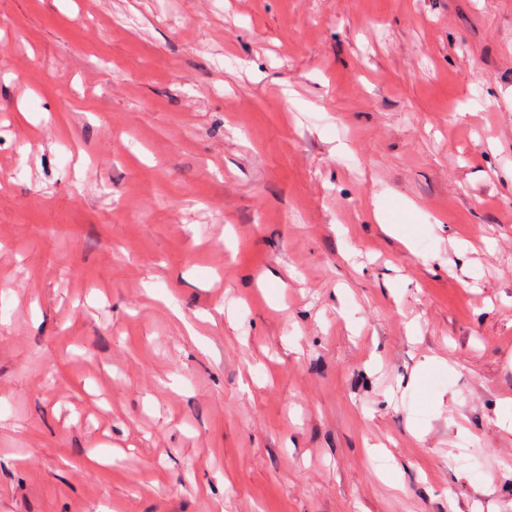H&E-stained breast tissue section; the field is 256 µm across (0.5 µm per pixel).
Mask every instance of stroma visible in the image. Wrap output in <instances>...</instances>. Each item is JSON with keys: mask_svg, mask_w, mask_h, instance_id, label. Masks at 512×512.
I'll use <instances>...</instances> for the list:
<instances>
[{"mask_svg": "<svg viewBox=\"0 0 512 512\" xmlns=\"http://www.w3.org/2000/svg\"><path fill=\"white\" fill-rule=\"evenodd\" d=\"M1 169L0 512H512V0H0Z\"/></svg>", "mask_w": 512, "mask_h": 512, "instance_id": "obj_1", "label": "stroma"}]
</instances>
